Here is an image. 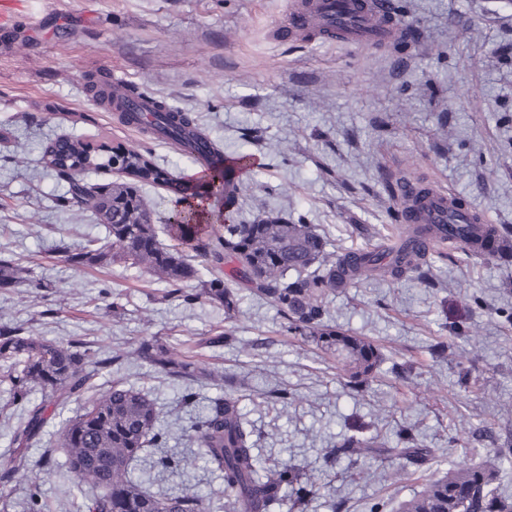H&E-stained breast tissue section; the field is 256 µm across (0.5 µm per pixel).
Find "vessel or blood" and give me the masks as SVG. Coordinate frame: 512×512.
<instances>
[{"label":"vessel or blood","instance_id":"b4317fda","mask_svg":"<svg viewBox=\"0 0 512 512\" xmlns=\"http://www.w3.org/2000/svg\"><path fill=\"white\" fill-rule=\"evenodd\" d=\"M387 0H294L288 11L287 34L306 33L310 22H317L325 38L353 45L386 46L395 34L411 38V28L396 29ZM397 211L405 224L472 225L464 248L480 256L496 253L499 239L495 225L484 215L464 204L457 194L443 192L425 183L402 185L396 195Z\"/></svg>","mask_w":512,"mask_h":512}]
</instances>
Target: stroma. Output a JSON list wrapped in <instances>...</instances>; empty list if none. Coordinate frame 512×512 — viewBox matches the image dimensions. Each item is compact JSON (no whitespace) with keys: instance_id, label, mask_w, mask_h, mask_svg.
Here are the masks:
<instances>
[{"instance_id":"1","label":"stroma","mask_w":512,"mask_h":512,"mask_svg":"<svg viewBox=\"0 0 512 512\" xmlns=\"http://www.w3.org/2000/svg\"><path fill=\"white\" fill-rule=\"evenodd\" d=\"M417 43L398 50L302 38L278 41L288 0H20L15 26L0 30V258L23 269L0 288V331L48 342L78 339L118 363L113 378L145 388L160 410L164 448L132 467L152 490L222 496L224 480L203 463L164 470L161 454L190 456V426L209 400L241 391L243 413L267 462L299 465L318 490L295 512L395 508L424 483L395 456L369 457L355 478L324 452L346 420L394 438L412 427L437 449V469L512 449V261L448 247L423 275L375 277L328 297L331 322L377 343L386 356L364 392L346 384L334 357L288 334L276 309L241 290L240 313L198 299L166 298L157 276L120 262L77 269L55 246L107 240L91 213L63 206L66 185L42 162L64 134L150 150L177 176H196L192 156L119 125L84 91L87 75H122L157 99L193 113L225 155H252L237 219L274 212L311 224L331 254L383 248L396 209L387 184L412 175L452 190L512 232V0H398ZM231 329L232 344L198 350L208 376L184 401L182 386L136 355L157 337L176 359L202 337ZM63 415L29 444L28 466L7 487L27 512L39 487L51 512H80L82 495L61 469L34 462L58 445Z\"/></svg>"}]
</instances>
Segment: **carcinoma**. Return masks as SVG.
<instances>
[{
  "instance_id": "cac0c4a2",
  "label": "carcinoma",
  "mask_w": 512,
  "mask_h": 512,
  "mask_svg": "<svg viewBox=\"0 0 512 512\" xmlns=\"http://www.w3.org/2000/svg\"><path fill=\"white\" fill-rule=\"evenodd\" d=\"M91 88L101 103L119 109L133 99L148 98L136 87L116 94L112 85L93 81ZM153 107L154 120L146 132L172 141L189 154L204 148L212 159L211 168L197 178L175 176L159 166L148 150L121 144L93 148L66 136L47 142L42 159L66 182L61 202L67 206L82 193L80 185L69 179L76 162L96 171L115 169L129 178L127 182L95 184L96 193L85 196L80 204L92 211L97 223L105 225L116 252L95 239L78 251L62 243L58 249L66 261L84 268L118 258L132 267H143L165 280L167 297L185 302L203 298L224 308L229 320L240 311L237 285L243 279L273 303L286 331L337 359L350 388L369 389L383 362L380 349L373 341L333 325L326 299L330 291L355 279L374 274L399 279L421 271L434 252L426 238L448 233V225H394L400 242L391 248L395 256L387 263L382 262L381 254L364 251L346 252L330 260L325 239L313 225L290 224L273 214H261L249 224H236L226 215L224 232L203 235L199 233L198 202L219 198L226 209L236 206L240 194L236 170L251 164V157H225L221 147L199 131L191 113L176 111L160 101ZM141 184L162 186L171 196L174 210L163 226L168 244L159 239L152 218L143 217ZM199 257L210 265L209 277L204 279L195 264ZM21 274L17 264L0 259V288L15 285ZM194 279L199 280V291L184 293L183 284ZM233 340L232 331L226 330L202 338L199 345L215 348ZM136 353L156 374L177 384L207 376L195 360L173 358L167 345L156 337L141 339ZM114 362L97 356L78 340L52 343L0 332V384L9 387L13 402L30 405L19 444H28L43 431L48 412L79 401L80 408L61 422L58 435L64 474L77 490H92L82 512H214L211 498L204 494L154 493L130 477L132 462L162 439L159 411L149 392L122 380L112 382L106 393L92 395L95 380ZM35 388L40 393L37 402L30 398ZM240 401L234 391L210 399L192 426L195 457L223 476L219 512H291L315 494L316 485L305 472L286 462L260 461ZM368 429L363 424L350 427V433L329 450V456L346 458L353 465L362 457L398 456L421 468L436 460L437 449L425 447L408 428L401 429L394 441L377 433L368 437ZM503 464L500 454L485 462L452 464L402 502L398 512H512V499L499 494L494 486Z\"/></svg>"
}]
</instances>
